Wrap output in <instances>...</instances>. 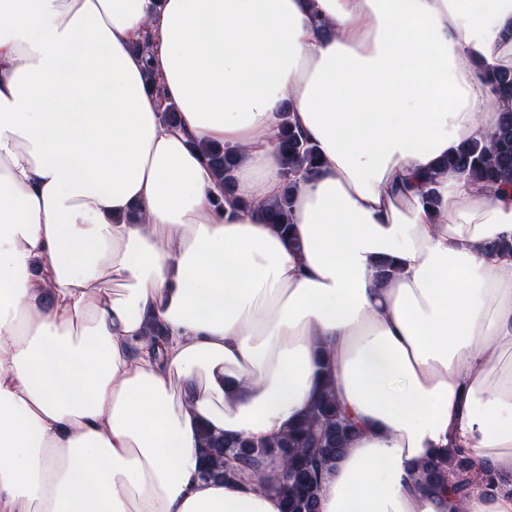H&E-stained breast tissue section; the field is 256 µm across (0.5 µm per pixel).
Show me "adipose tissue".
Here are the masks:
<instances>
[{
    "mask_svg": "<svg viewBox=\"0 0 512 512\" xmlns=\"http://www.w3.org/2000/svg\"><path fill=\"white\" fill-rule=\"evenodd\" d=\"M510 67L512 0H0V512H282L280 461L203 479L198 427L275 440L326 383L320 512H512V186L413 183ZM287 103L321 167L285 236ZM453 455L497 491L417 485ZM208 165L224 180V198L234 194L232 172L238 163V155L222 145H200Z\"/></svg>",
    "mask_w": 512,
    "mask_h": 512,
    "instance_id": "adipose-tissue-1",
    "label": "adipose tissue"
}]
</instances>
